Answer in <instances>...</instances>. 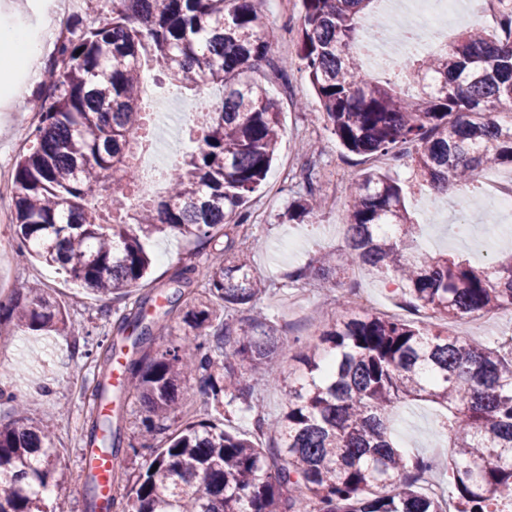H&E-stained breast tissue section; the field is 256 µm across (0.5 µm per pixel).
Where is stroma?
Masks as SVG:
<instances>
[{
    "label": "stroma",
    "mask_w": 512,
    "mask_h": 512,
    "mask_svg": "<svg viewBox=\"0 0 512 512\" xmlns=\"http://www.w3.org/2000/svg\"><path fill=\"white\" fill-rule=\"evenodd\" d=\"M48 4L69 20L79 19L86 24L97 20L106 6L105 0H0V28L30 20ZM259 9L268 20L273 58L288 63L285 72L264 68L257 74L279 106V144L271 171L246 205L247 221L239 227L227 226L226 237L235 238L238 250L247 256L254 275L268 290L259 300V307L281 335L294 341L279 356L273 375L259 377L247 372L242 375L262 416L272 421L280 415L285 400L280 378L302 374L304 366L299 359L302 344L317 343L322 325L339 315L338 302L347 290L354 288L368 296L374 312L408 320L417 317L394 285L384 283L364 268H350L337 277L335 284L328 286L315 280L309 271L322 253L346 248L350 204L356 181L366 169H379L402 186L408 213L420 226L423 252L458 254L472 265L484 266L501 259L500 247L512 245V231L485 228L486 216L493 211L490 197L482 193L474 199L465 191L448 196L447 208L466 213L481 223L477 242L463 241L453 224L429 223V202L411 168L414 145H400L385 155H359L345 149L327 130L318 98L296 57L301 29L300 0H281L276 6L269 0H260ZM193 97L190 91L172 93L167 106L168 118L156 123L155 147L161 162L170 161L183 147L185 118L181 108ZM308 144L315 148L309 159L302 154L303 146ZM306 162L311 165V181L322 207L315 217L292 221L287 216L288 206L303 193L306 182L298 173L288 176L287 171L291 168L297 171ZM226 237L202 243L191 236L170 233L148 240L146 248L156 258L149 276L130 288L125 298L115 300L83 291L64 274L20 256L15 224L0 222V247L6 249L9 257L8 263L0 266V278L10 287L23 282L41 289L68 316V325L63 330L12 329L11 343L0 347V386H5L14 396L12 403L0 404V422L6 424L24 415L54 423V446L72 487L65 503L66 512H84L83 501L76 493L83 481L78 453L94 417L96 358L104 351L103 341L114 342L121 350V358H128L132 346L118 332L116 320L120 315L137 311L154 326L151 351L183 341L188 331L184 316L201 301L209 257L224 247ZM188 265L194 266L195 271L180 284L175 303H167L160 296L145 300L146 292L169 283ZM447 329L449 334L473 344L496 348L502 336L512 335V317L503 314L482 319L477 329L471 320H456L448 322ZM120 414L125 441L133 442L139 450L138 456L125 460L126 474L131 477L137 475L152 449L160 446L161 438L144 435L142 421L146 412L137 394H127ZM436 414L433 405L424 403L405 405L398 410L393 436L405 454L432 456L431 434Z\"/></svg>",
    "instance_id": "35a3bbf8"
}]
</instances>
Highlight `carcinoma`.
<instances>
[{
	"mask_svg": "<svg viewBox=\"0 0 512 512\" xmlns=\"http://www.w3.org/2000/svg\"><path fill=\"white\" fill-rule=\"evenodd\" d=\"M297 58L326 126L356 154L416 144L414 175L433 191L477 181L479 170L512 165V0H496L498 35L474 29L420 58L397 61L420 71L414 98L372 80L359 48L377 25L376 0H301ZM177 91L218 86L220 107L191 125V146L165 171L159 194L143 192L142 152L153 139L143 111L141 60ZM39 121L12 174V223L21 254L56 265L77 285L119 299L151 265L143 240L178 231L208 242L226 224H242V206L270 169L279 139L277 102L252 77L271 58L267 23L254 0H112L110 13L56 47ZM419 225L401 186L364 172L349 210L348 245L312 268L333 283L361 265L400 287L416 311L441 319L512 310V257L474 267L446 254L418 252ZM208 297L187 315L191 336L126 365L127 388L145 405L146 430L163 434L180 384L203 383L210 419L165 437L130 492L112 497L117 512H447L421 490L427 457H406L391 434L395 411L430 402L440 411L437 437L448 442L456 512H512V350L475 346L431 322L353 310L326 326L321 354L284 382L274 423L259 415L238 366L270 374L287 342L265 317L236 319L266 292L234 247L214 252ZM41 330L67 327L65 312L43 293L0 304V320ZM130 318L123 317V320ZM139 329L134 345L152 340ZM235 412L255 414L256 431L277 435L265 450L219 426ZM50 425L25 416L0 427V512H58L69 482ZM87 441L117 459L121 427L92 422ZM304 490L294 497L291 489ZM56 490L55 506L45 503Z\"/></svg>",
	"mask_w": 512,
	"mask_h": 512,
	"instance_id": "obj_1",
	"label": "carcinoma"
}]
</instances>
